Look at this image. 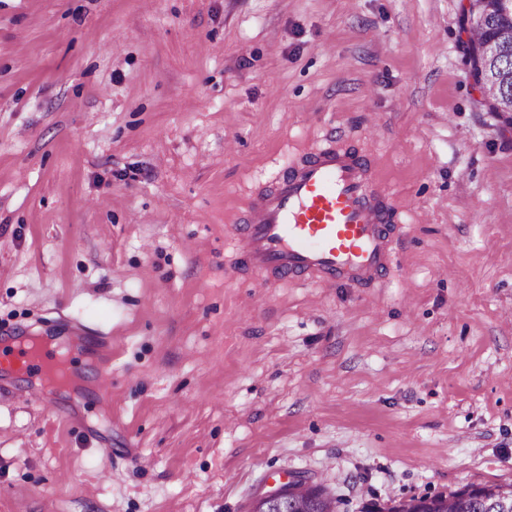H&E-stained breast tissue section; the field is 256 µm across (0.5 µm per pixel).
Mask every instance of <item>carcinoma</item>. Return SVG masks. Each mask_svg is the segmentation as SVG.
Instances as JSON below:
<instances>
[{"label": "carcinoma", "instance_id": "obj_1", "mask_svg": "<svg viewBox=\"0 0 512 512\" xmlns=\"http://www.w3.org/2000/svg\"><path fill=\"white\" fill-rule=\"evenodd\" d=\"M470 38L464 54L474 84L487 93L488 108L499 116L512 114L502 108L512 103V13L492 11L467 23ZM295 492L268 506V512H338L339 499L322 486H314L299 478ZM483 491L465 494L460 490L446 498H431L435 512H512L511 484H484Z\"/></svg>", "mask_w": 512, "mask_h": 512}]
</instances>
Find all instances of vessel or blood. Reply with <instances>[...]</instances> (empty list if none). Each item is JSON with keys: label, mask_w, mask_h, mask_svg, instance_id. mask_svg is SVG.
Here are the masks:
<instances>
[{"label": "vessel or blood", "mask_w": 512, "mask_h": 512, "mask_svg": "<svg viewBox=\"0 0 512 512\" xmlns=\"http://www.w3.org/2000/svg\"><path fill=\"white\" fill-rule=\"evenodd\" d=\"M397 208L367 162L328 142L254 193L238 227L240 263L266 279L368 284L388 269ZM38 378L46 363L1 347L0 367Z\"/></svg>", "instance_id": "1"}]
</instances>
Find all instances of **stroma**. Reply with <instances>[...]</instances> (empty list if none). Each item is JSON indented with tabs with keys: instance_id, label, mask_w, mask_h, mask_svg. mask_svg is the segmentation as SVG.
Masks as SVG:
<instances>
[{
	"instance_id": "stroma-1",
	"label": "stroma",
	"mask_w": 512,
	"mask_h": 512,
	"mask_svg": "<svg viewBox=\"0 0 512 512\" xmlns=\"http://www.w3.org/2000/svg\"><path fill=\"white\" fill-rule=\"evenodd\" d=\"M461 0H0V512H341L512 484V132ZM336 138L399 206L377 283L239 269L249 196ZM4 343V339L0 337V369L2 372L5 370L3 366H6L26 371L34 378L42 377L47 363L40 356L30 353L27 349L3 346ZM292 478L282 483L276 490L262 492L254 496L247 512H265L268 501L274 497H288ZM295 492L288 499H282L268 506L267 512H338L340 500L335 494L322 486L309 484L298 477L294 483Z\"/></svg>"
}]
</instances>
